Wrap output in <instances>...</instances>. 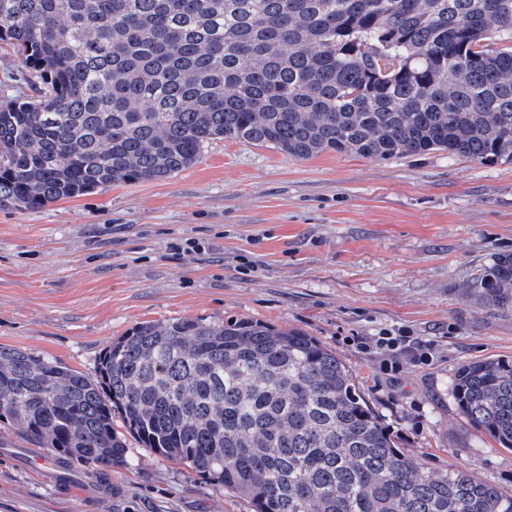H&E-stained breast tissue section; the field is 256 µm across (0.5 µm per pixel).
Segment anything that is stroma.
Instances as JSON below:
<instances>
[{"label": "stroma", "mask_w": 512, "mask_h": 512, "mask_svg": "<svg viewBox=\"0 0 512 512\" xmlns=\"http://www.w3.org/2000/svg\"><path fill=\"white\" fill-rule=\"evenodd\" d=\"M196 242L175 255L174 245ZM512 251V165L435 151L300 160L226 140L164 181L115 185L36 211L0 207V344L93 373L139 323L200 318L295 327L336 352L399 448L512 493V450L452 396L458 366L512 357V311L466 290ZM406 331L433 359L388 372L357 338ZM131 463L90 491L52 485L50 458L0 423V512H252L187 465L128 439Z\"/></svg>", "instance_id": "1"}]
</instances>
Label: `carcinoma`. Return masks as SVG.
I'll list each match as a JSON object with an SVG mask.
<instances>
[{
    "mask_svg": "<svg viewBox=\"0 0 512 512\" xmlns=\"http://www.w3.org/2000/svg\"><path fill=\"white\" fill-rule=\"evenodd\" d=\"M0 41L35 91L0 103V206L169 179L221 139L512 164V0H0ZM468 288L512 310V253ZM451 391L512 449V357L463 363ZM114 412L254 512H512V493L398 448L300 330L146 322L94 376L0 345V422L57 463L106 480L129 464Z\"/></svg>",
    "mask_w": 512,
    "mask_h": 512,
    "instance_id": "obj_1",
    "label": "carcinoma"
}]
</instances>
